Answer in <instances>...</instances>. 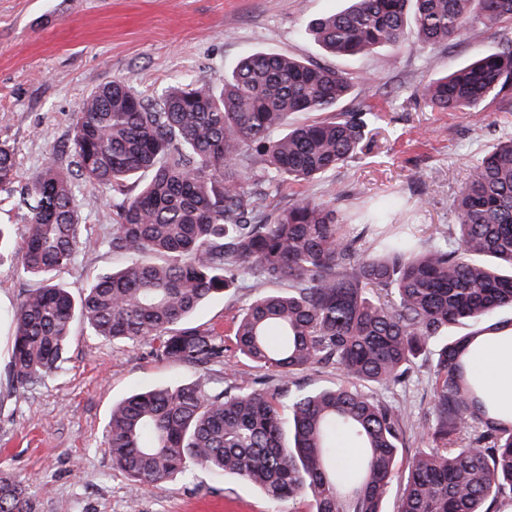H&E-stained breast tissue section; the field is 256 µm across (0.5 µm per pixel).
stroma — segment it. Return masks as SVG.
Here are the masks:
<instances>
[{
	"instance_id": "stroma-1",
	"label": "stroma",
	"mask_w": 512,
	"mask_h": 512,
	"mask_svg": "<svg viewBox=\"0 0 512 512\" xmlns=\"http://www.w3.org/2000/svg\"><path fill=\"white\" fill-rule=\"evenodd\" d=\"M344 0H0V144L19 164L17 188L49 157L68 160L74 111L90 90L122 79L149 98L178 82H215L247 53H286L359 75L354 96L376 104L380 120L362 155L328 173L312 192H336L343 220L370 204L390 224L454 223L450 200L476 160L512 137V101L480 112H433L419 84L498 47L459 38L418 52L380 50L365 58L324 54L306 35L314 19ZM88 201L82 243L55 283L82 295L93 278L120 266L108 247L121 194L77 181ZM38 280L0 268V471L25 485L36 512H305L306 501L275 503L249 482L193 466L157 485L135 484L114 470L105 430L113 405L135 390L196 381L224 388L251 383L258 371L234 347L204 371L156 356V344L115 343L71 329L60 372L23 389L7 379L13 311ZM250 294L240 288L205 303L196 323L231 334ZM400 410L405 455L425 445L418 426L432 401V379L417 370L401 386L374 388Z\"/></svg>"
}]
</instances>
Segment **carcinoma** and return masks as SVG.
<instances>
[{
  "mask_svg": "<svg viewBox=\"0 0 512 512\" xmlns=\"http://www.w3.org/2000/svg\"><path fill=\"white\" fill-rule=\"evenodd\" d=\"M347 2L308 26L327 54L478 43L496 28V50L425 81L419 97L437 112L512 99V0ZM354 80L265 51L246 55L219 91L189 82L150 99L114 79L77 105L69 163L50 157L14 197L27 214L20 273L43 282L12 315L6 373L16 386L61 367L77 319L95 336L155 341L160 359L187 368L221 364L223 334L189 319L250 283L232 342L280 386L261 376L132 392L106 425L112 467L131 481L158 484L195 465L274 502L308 497L309 512H384L406 429L365 388L403 385L421 363L434 379L427 448L407 461L396 512H501L512 501V409L474 370L490 337L512 332V317L500 318L512 311V138L471 168L452 203L457 223L426 238L388 234L375 213L346 229L334 190L271 207L284 184H311L362 152L380 115L337 111ZM295 112L321 119L295 125ZM77 177L120 193L137 184L108 242L126 263L78 298L53 282L82 235ZM17 178L15 152L0 144V192ZM11 237L0 224V267L13 265ZM326 365L346 382L297 387L298 374ZM342 441L362 450L352 475L336 462ZM0 512H34L23 482L3 472Z\"/></svg>",
  "mask_w": 512,
  "mask_h": 512,
  "instance_id": "obj_1",
  "label": "carcinoma"
}]
</instances>
